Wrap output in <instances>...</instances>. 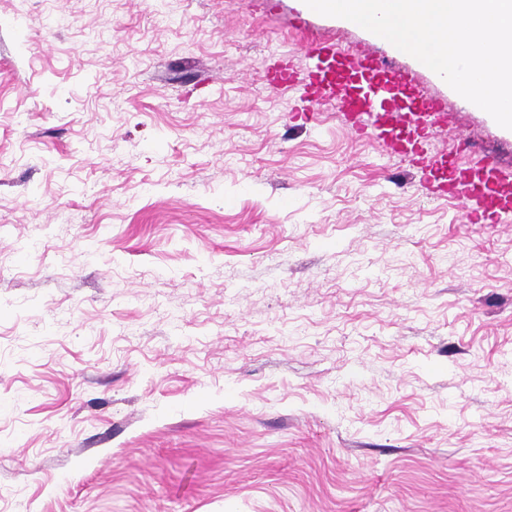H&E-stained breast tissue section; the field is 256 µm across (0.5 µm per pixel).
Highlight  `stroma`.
<instances>
[{
	"instance_id": "stroma-1",
	"label": "stroma",
	"mask_w": 512,
	"mask_h": 512,
	"mask_svg": "<svg viewBox=\"0 0 512 512\" xmlns=\"http://www.w3.org/2000/svg\"><path fill=\"white\" fill-rule=\"evenodd\" d=\"M303 0H0V512H512V225L332 104Z\"/></svg>"
}]
</instances>
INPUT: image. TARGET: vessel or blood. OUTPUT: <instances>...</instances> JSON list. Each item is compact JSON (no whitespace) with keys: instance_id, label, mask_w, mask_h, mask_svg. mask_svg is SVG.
Returning <instances> with one entry per match:
<instances>
[{"instance_id":"b4317fda","label":"vessel or blood","mask_w":512,"mask_h":512,"mask_svg":"<svg viewBox=\"0 0 512 512\" xmlns=\"http://www.w3.org/2000/svg\"><path fill=\"white\" fill-rule=\"evenodd\" d=\"M304 51V67L283 61L263 71L269 85L298 89L302 105L292 109L291 121H314L317 105L334 104L353 136L375 139L414 168L425 195L461 200L467 223L512 222V172L496 161L473 159L471 143L460 136L451 149L430 150V140L447 129L448 115L413 74L369 48L324 38L306 40Z\"/></svg>"}]
</instances>
